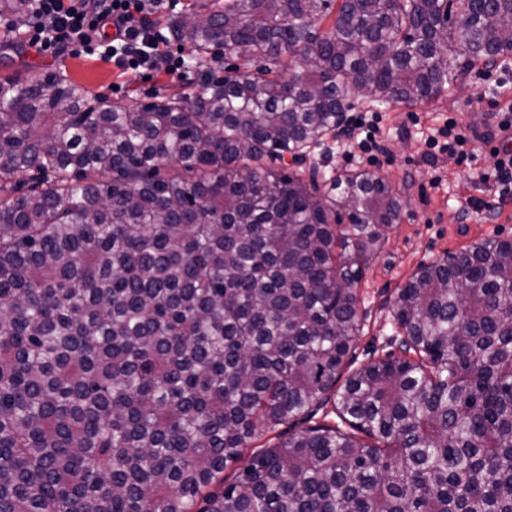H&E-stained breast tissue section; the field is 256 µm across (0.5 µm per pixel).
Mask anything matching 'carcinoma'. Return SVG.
Listing matches in <instances>:
<instances>
[{
  "mask_svg": "<svg viewBox=\"0 0 512 512\" xmlns=\"http://www.w3.org/2000/svg\"><path fill=\"white\" fill-rule=\"evenodd\" d=\"M190 18L167 28L197 65L261 63L150 102L0 77V512H512V239L419 267L390 307L403 356L344 379L401 193L273 167L354 92L418 104L495 62L512 0ZM329 403L348 428L243 457Z\"/></svg>",
  "mask_w": 512,
  "mask_h": 512,
  "instance_id": "obj_1",
  "label": "carcinoma"
}]
</instances>
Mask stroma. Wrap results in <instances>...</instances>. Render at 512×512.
Masks as SVG:
<instances>
[{"label":"stroma","instance_id":"35a3bbf8","mask_svg":"<svg viewBox=\"0 0 512 512\" xmlns=\"http://www.w3.org/2000/svg\"><path fill=\"white\" fill-rule=\"evenodd\" d=\"M57 67L93 93L143 101L157 93L169 94L197 86L205 76L204 69L195 67L180 79L163 71L152 72L146 79L136 78L94 57H44L24 42L0 46V76L18 71L36 81ZM505 96L512 97L511 55L506 56L504 65L478 67L464 83L427 103H392L379 108L368 94L357 92L351 96L354 112L380 111L388 153L372 163L347 158L332 140L314 151L313 161L326 172L367 168L385 176L402 192L401 220L371 257L359 286L364 327L355 343L354 367L398 353L400 338L392 323L390 303L396 288L419 265L459 252L482 239L512 238V184L504 186L482 180V173L493 165L488 153H480L476 161L460 166L445 160L432 165L421 156L431 128L442 124L446 117L456 118L467 132L481 133L496 125L493 102ZM498 196L504 199L499 213H473L474 201Z\"/></svg>","mask_w":512,"mask_h":512}]
</instances>
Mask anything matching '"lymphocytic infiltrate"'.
Returning a JSON list of instances; mask_svg holds the SVG:
<instances>
[{"label": "lymphocytic infiltrate", "instance_id": "1", "mask_svg": "<svg viewBox=\"0 0 512 512\" xmlns=\"http://www.w3.org/2000/svg\"><path fill=\"white\" fill-rule=\"evenodd\" d=\"M164 7L165 0H32V15L23 28L8 21L0 24V32L22 31L30 47L44 56L95 54L125 73L162 69L178 78L182 62L154 32L151 20ZM380 122L377 115L355 117L343 132L345 147L371 160L384 153ZM509 136L512 110L507 108L492 133L463 135L450 118L426 138L423 157L435 163L445 155L461 165L485 150L493 159L496 181L507 184L512 182V152L500 151L497 142Z\"/></svg>", "mask_w": 512, "mask_h": 512}]
</instances>
